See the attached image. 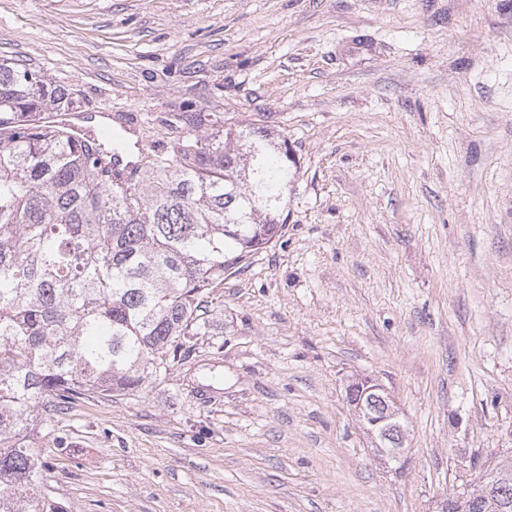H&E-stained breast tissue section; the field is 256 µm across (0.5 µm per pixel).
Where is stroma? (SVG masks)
I'll return each instance as SVG.
<instances>
[{
  "label": "stroma",
  "instance_id": "1",
  "mask_svg": "<svg viewBox=\"0 0 512 512\" xmlns=\"http://www.w3.org/2000/svg\"><path fill=\"white\" fill-rule=\"evenodd\" d=\"M3 60L72 88L56 122L169 153L174 113H214L298 168L206 335L35 435L68 512H439L512 457V0H0ZM372 390H380L382 398L376 392H370L366 387L364 381L360 380L352 384L349 392L350 402L357 406L361 403L363 407L362 422L366 425V417H380L383 415L385 409V417L369 421V427L365 426L366 431L373 440V443L378 448H383V453L390 457H398L404 450L403 439H397V432L402 431L400 423L396 422L399 416L396 402L393 397L382 388L378 386L370 388ZM385 400V401H384ZM386 402V405H385ZM387 406V407H386Z\"/></svg>",
  "mask_w": 512,
  "mask_h": 512
}]
</instances>
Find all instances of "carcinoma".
Masks as SVG:
<instances>
[{"instance_id": "obj_1", "label": "carcinoma", "mask_w": 512, "mask_h": 512, "mask_svg": "<svg viewBox=\"0 0 512 512\" xmlns=\"http://www.w3.org/2000/svg\"><path fill=\"white\" fill-rule=\"evenodd\" d=\"M73 104L0 62V512H66L42 486L36 430L86 393L139 389L205 335L209 294L282 232L297 175L280 131L181 112L175 124L211 133L121 180L112 144H78L36 116ZM349 395L365 417L386 409L362 380ZM502 480L449 509L512 512V467Z\"/></svg>"}]
</instances>
